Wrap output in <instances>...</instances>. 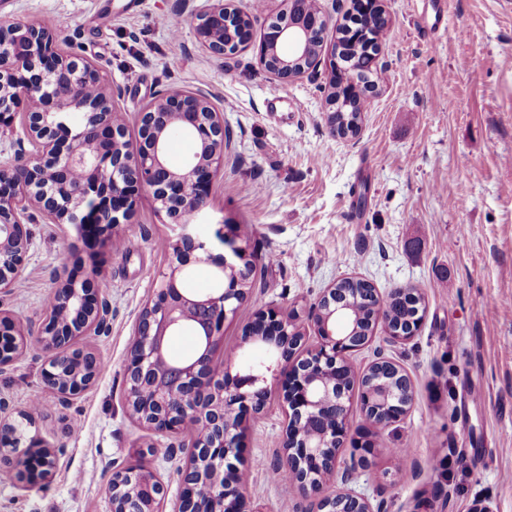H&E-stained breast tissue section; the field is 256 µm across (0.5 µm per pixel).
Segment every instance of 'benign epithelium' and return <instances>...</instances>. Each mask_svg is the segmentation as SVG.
I'll list each match as a JSON object with an SVG mask.
<instances>
[{
  "label": "benign epithelium",
  "mask_w": 512,
  "mask_h": 512,
  "mask_svg": "<svg viewBox=\"0 0 512 512\" xmlns=\"http://www.w3.org/2000/svg\"><path fill=\"white\" fill-rule=\"evenodd\" d=\"M282 2L283 9L264 23L256 43L224 41V30L247 14L234 0H212L195 14L196 38L218 58L257 47L261 65L281 82L316 75L321 54L309 56L306 49L313 38L324 44L331 17L309 7L313 0ZM63 44L54 28L40 22L0 18V129L13 127L21 117L32 146L0 159V295L13 293L24 268L35 215L50 224L93 226L99 244L110 248L118 226L129 221L142 195H150L180 233L165 240L168 270L134 330L125 369L127 405L131 417L149 430L190 434L175 512H261L249 508L230 457H238L243 413H261L273 384L286 411L279 465L312 499L313 512H383L354 488L373 448L356 440L351 459L341 457L356 375L350 355L373 336L349 330L347 314L337 307L336 285L311 304L306 329L290 314L257 309L243 339L268 345V359L260 368L246 370L215 359L224 352L226 321L250 300L252 278L246 249L224 227L215 236L229 252L216 259L209 239L191 230L224 171V113L201 93L160 94L140 113L138 138L131 141L117 110L121 88L107 86L90 61L73 56ZM72 112L80 113L78 121L71 120ZM174 131L196 142V151L179 168L170 164L167 153ZM203 261L232 277L207 294L190 293L183 285L185 269ZM405 297L411 300L418 292L396 288L383 297L375 291L371 300L384 304ZM108 320L109 309L87 285L67 283L55 290L54 305L41 314L35 333L13 331L9 318L0 315V371L33 347L47 357L45 385L65 403L97 379L99 360L92 349L77 346L78 339L99 335ZM187 325L203 338L200 352L173 364L168 341ZM308 330L315 343L299 354ZM370 365L399 380L397 388L383 383L361 399L367 425L381 434L407 415L414 385L401 365L381 353ZM4 419L0 463L24 488L48 481L62 449L13 430L8 408ZM108 496L110 512H166V488L145 467L113 471Z\"/></svg>",
  "instance_id": "1"
}]
</instances>
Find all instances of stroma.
Here are the masks:
<instances>
[{"label": "stroma", "mask_w": 512, "mask_h": 512, "mask_svg": "<svg viewBox=\"0 0 512 512\" xmlns=\"http://www.w3.org/2000/svg\"><path fill=\"white\" fill-rule=\"evenodd\" d=\"M443 24L421 0H384L379 90L354 139L330 134L323 76L283 83L256 49L218 59L198 44L192 13L210 0H0V16L54 22L67 50L121 87L128 138L144 106L164 89L207 95L232 139L201 221L238 228L239 245L259 254L250 302L224 326V357H259L243 345L255 307L297 313L345 277L379 294L413 288L425 301L418 334L405 343L382 327L352 353L364 369L381 352L411 375L408 415L377 437L359 487L385 512H467L474 499L512 512V0H441ZM174 17L181 47L158 18ZM280 98L278 111L266 103ZM301 111H294V103ZM30 256L0 308L35 329L56 287L82 282L92 266L112 305L108 335L86 337L100 355L96 383L68 404L43 384L45 359L28 349L0 373V399L27 409L39 401L29 435L62 448L54 476L23 489L0 471V512H110L114 469L143 464L180 493L171 458L178 438L153 434L129 416L124 367L138 316L168 261L160 240L172 225L142 196L120 236L132 250H108L71 224L36 222ZM285 412L271 401L247 416L236 466L261 512H303L295 487L271 480ZM463 453L469 474L439 468Z\"/></svg>", "instance_id": "35a3bbf8"}]
</instances>
